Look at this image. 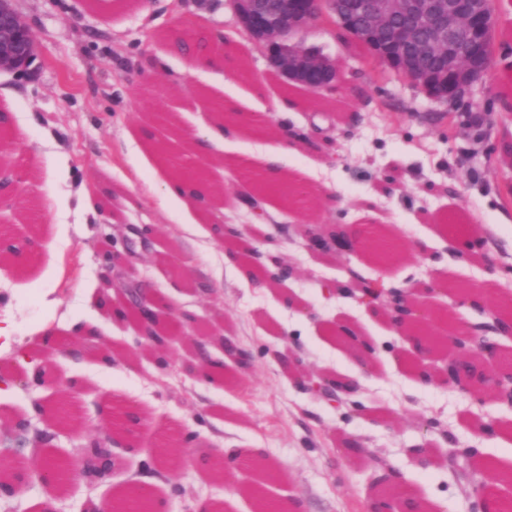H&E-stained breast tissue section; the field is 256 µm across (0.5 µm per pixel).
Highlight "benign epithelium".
I'll return each instance as SVG.
<instances>
[{
    "label": "benign epithelium",
    "instance_id": "7a95c632",
    "mask_svg": "<svg viewBox=\"0 0 512 512\" xmlns=\"http://www.w3.org/2000/svg\"><path fill=\"white\" fill-rule=\"evenodd\" d=\"M237 23L267 54L270 68L283 80L311 92L336 89L340 73L336 62L307 48L299 40L309 27L324 16L334 19L364 56L388 66L398 75L422 87L437 100L456 102L482 80L491 63L495 17L491 0H232ZM34 54L29 27L0 0V70L27 68ZM24 179L14 166H0V209L12 205L13 188ZM305 246L312 252L338 257L355 251L369 252L365 239H352L342 232L328 238L309 235ZM359 302L386 305L394 328L404 338L421 321V308L431 289L408 281L401 288H381L370 297L360 289ZM176 310L145 296L134 308L132 320L146 343L153 333L163 334L161 325L172 324ZM450 334L437 340L448 346V356L436 374L453 381L465 394L471 380L461 379L455 368L471 359L491 360L480 382L500 400L512 406V355L488 341L477 342L471 332ZM55 424L68 426L75 417L71 401L62 397L52 408ZM111 451L94 446L79 458L52 454L36 471L39 481L54 487L68 485L82 474H95L109 467ZM151 499L132 490L119 500L107 499L99 512H150Z\"/></svg>",
    "mask_w": 512,
    "mask_h": 512
}]
</instances>
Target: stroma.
Returning <instances> with one entry per match:
<instances>
[{"label": "stroma", "instance_id": "35a3bbf8", "mask_svg": "<svg viewBox=\"0 0 512 512\" xmlns=\"http://www.w3.org/2000/svg\"><path fill=\"white\" fill-rule=\"evenodd\" d=\"M30 28L35 59L23 72H0V161L26 174L15 204L0 210L16 242L33 256L30 269L0 256V321L12 324L15 344L40 343L39 326L52 322L65 336L73 324L95 332L82 357L55 356L29 388L0 389V428L23 416L26 444L7 451L4 465L34 469L50 453L79 456L103 438L108 401L135 404L140 421L112 450L105 478H77L56 488L33 480L0 497V512H93L101 500L150 485L165 512H258V498L293 505V512H370L401 479L437 512H484L475 486L491 483L489 464L512 469V437L500 443L486 424L512 430V407L494 393L463 394L444 382L419 384L402 358L409 344L382 309L354 298L326 297L330 285L353 278L447 280L432 297L469 324L488 322L486 310L458 304L461 283L483 285L498 268V292L512 297V0H494L492 61L461 101L431 99L383 64L351 56L342 30L313 25L306 45L335 59L336 90L310 93L285 86L270 71L261 45L242 32L229 0H11ZM195 22L214 52L234 48L222 65L191 64L173 51L168 34ZM219 101L264 118L238 135L212 141L193 154L178 129L204 133ZM284 130L293 149L283 170L304 168L321 194L306 203L262 196L255 215L239 202L258 190L236 159L277 147ZM190 156L207 174L206 200L195 203L202 234L188 232L178 200H162L156 153ZM95 214L79 208L82 188ZM478 238L471 257L448 252L441 232L457 210ZM254 229L263 257L291 267L275 285L242 280L224 265V242L214 228ZM391 230L423 257L378 265L372 255L323 257L307 251L304 233L335 226ZM146 284L177 310L193 312L251 360L233 381L184 371L195 353L174 345V361L158 371L136 350V329L95 304L101 294L131 298ZM345 319L375 348V366L361 375L349 404L296 386L280 355L309 371L343 377L359 373L355 353L329 328ZM74 382L76 419L51 428L38 400ZM251 460L250 468L215 470L207 458L224 448ZM432 462L422 465L415 448ZM166 451L159 468L151 457Z\"/></svg>", "mask_w": 512, "mask_h": 512}]
</instances>
